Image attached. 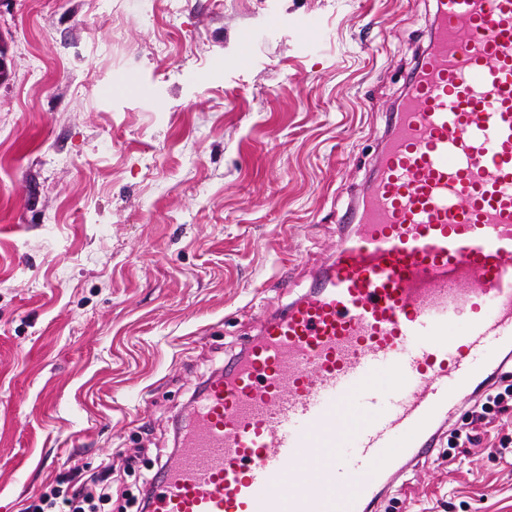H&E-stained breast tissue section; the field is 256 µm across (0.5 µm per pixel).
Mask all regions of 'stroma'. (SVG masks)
I'll list each match as a JSON object with an SVG mask.
<instances>
[{
	"label": "stroma",
	"mask_w": 512,
	"mask_h": 512,
	"mask_svg": "<svg viewBox=\"0 0 512 512\" xmlns=\"http://www.w3.org/2000/svg\"><path fill=\"white\" fill-rule=\"evenodd\" d=\"M428 0H0V512L112 466L108 512L327 264ZM134 84H126L127 76ZM503 451L448 434L375 512H512Z\"/></svg>",
	"instance_id": "35a3bbf8"
}]
</instances>
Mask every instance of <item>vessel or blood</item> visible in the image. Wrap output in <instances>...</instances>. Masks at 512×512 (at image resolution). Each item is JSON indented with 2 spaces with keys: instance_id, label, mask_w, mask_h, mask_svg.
<instances>
[{
  "instance_id": "vessel-or-blood-1",
  "label": "vessel or blood",
  "mask_w": 512,
  "mask_h": 512,
  "mask_svg": "<svg viewBox=\"0 0 512 512\" xmlns=\"http://www.w3.org/2000/svg\"><path fill=\"white\" fill-rule=\"evenodd\" d=\"M506 346L512 0H433L332 259L207 381L150 512H368Z\"/></svg>"
}]
</instances>
